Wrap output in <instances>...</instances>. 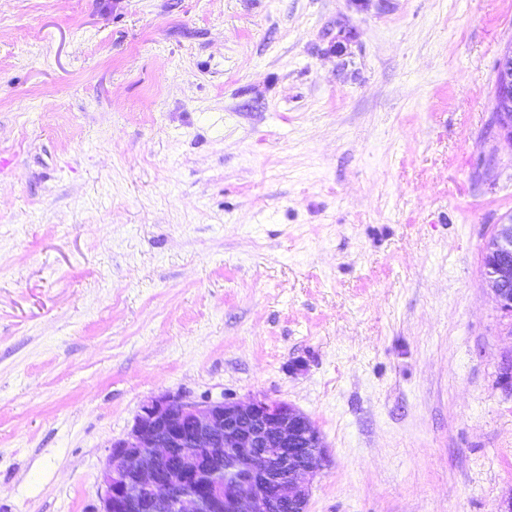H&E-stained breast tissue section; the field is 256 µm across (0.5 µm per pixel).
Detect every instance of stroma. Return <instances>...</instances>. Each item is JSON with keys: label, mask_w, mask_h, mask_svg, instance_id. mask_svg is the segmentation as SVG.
<instances>
[{"label": "stroma", "mask_w": 512, "mask_h": 512, "mask_svg": "<svg viewBox=\"0 0 512 512\" xmlns=\"http://www.w3.org/2000/svg\"><path fill=\"white\" fill-rule=\"evenodd\" d=\"M512 0H0V512H100L148 400L288 402L307 512H499ZM494 122L502 144L512 149V47L498 62V77L494 99ZM483 258L485 281L497 305L512 314V219L497 225Z\"/></svg>", "instance_id": "obj_1"}]
</instances>
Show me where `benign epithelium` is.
Listing matches in <instances>:
<instances>
[{
  "label": "benign epithelium",
  "mask_w": 512,
  "mask_h": 512,
  "mask_svg": "<svg viewBox=\"0 0 512 512\" xmlns=\"http://www.w3.org/2000/svg\"><path fill=\"white\" fill-rule=\"evenodd\" d=\"M493 110L498 138L512 149V47L498 62ZM484 277L512 314V219L484 248ZM325 459L317 426L290 403L164 394L112 443L100 512H306V477Z\"/></svg>",
  "instance_id": "1"
}]
</instances>
